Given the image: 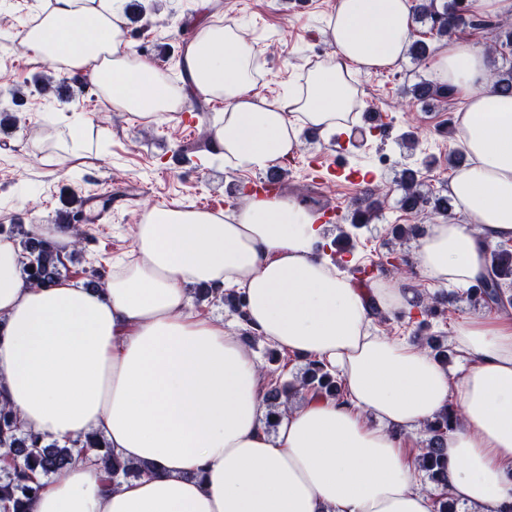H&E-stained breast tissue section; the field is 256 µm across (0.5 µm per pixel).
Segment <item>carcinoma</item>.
<instances>
[{
  "instance_id": "obj_1",
  "label": "carcinoma",
  "mask_w": 512,
  "mask_h": 512,
  "mask_svg": "<svg viewBox=\"0 0 512 512\" xmlns=\"http://www.w3.org/2000/svg\"><path fill=\"white\" fill-rule=\"evenodd\" d=\"M414 15L418 22L429 27L430 33L438 39H448L467 28H493L498 30V42L512 44V20L498 18L487 21L472 13L465 0H413ZM493 91L512 97V67L493 73ZM405 94L415 102L447 100L454 90L439 85L429 79H422L405 89ZM418 171L406 168L402 171L403 194L399 200L400 209L412 217L429 212L448 217L452 214V200L446 195H427L420 191ZM384 200L375 198L356 199L352 202L350 228L343 236L350 240L351 233L368 227L382 210ZM76 239V249L66 256H60L54 244L46 239L30 235L20 241L23 274L25 281L34 287L47 286L67 273V263L79 253L84 233L75 225H69ZM512 288V245L509 242L496 244L490 251V265L487 277L470 289L468 296L477 304L488 306L505 305L508 300L506 290ZM197 303L221 302L228 307L231 315L245 322L243 304L233 293H219L211 288L196 289ZM443 303L442 294L427 293L421 301L422 320L418 322L416 342L431 350L441 361L448 360V349L435 336H422L420 332L431 328L429 318L436 315L438 305ZM315 395H325L341 399L344 389L340 379L328 367L309 359L301 378L292 381L274 380L267 386L265 403L267 408V428L274 427L270 417L286 407L289 401L301 391ZM459 425V418L453 410H444L434 421L424 426L425 445L421 449L417 463L428 480L441 489L436 498L435 512H462L455 500L448 497L447 456L444 452L448 432ZM0 449L7 465L0 466V512H31V504L36 497L39 478L49 477L66 470L79 456L94 458L103 464L106 481L118 484L129 478H139L150 471L146 463L132 464L112 452L106 440L90 433L63 444L48 440L41 434L23 428L16 412L6 400L0 401Z\"/></svg>"
}]
</instances>
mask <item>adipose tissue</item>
<instances>
[{
  "mask_svg": "<svg viewBox=\"0 0 512 512\" xmlns=\"http://www.w3.org/2000/svg\"><path fill=\"white\" fill-rule=\"evenodd\" d=\"M412 19V0H336L324 29L333 56L275 102L256 91V46L220 23L200 21L175 86L130 51L123 0H53L26 41L67 72L91 71L115 108L145 122L193 94L222 101L217 156L255 173L298 153L303 130L345 128L359 75L403 59ZM431 72L462 98L455 119L471 162L448 192L467 221L428 225L414 260L432 283L472 285L491 247L512 239V98L492 91L491 56L467 42L441 48ZM321 243L311 209L287 195L245 197L229 219L150 208L133 258L103 287L34 288L18 245L0 236V393L25 428L62 442L95 432L152 467L108 487L99 461L77 460L42 479L32 512H433L406 449L449 406L461 421L445 443L449 496L468 512H507L512 319L493 310L460 325L468 366L453 377L425 350L370 329L373 309L416 311L405 280L359 287ZM190 284L235 290L251 331L325 363L344 398L311 397L268 433L253 352L223 318L192 312Z\"/></svg>",
  "mask_w": 512,
  "mask_h": 512,
  "instance_id": "obj_1",
  "label": "adipose tissue"
}]
</instances>
